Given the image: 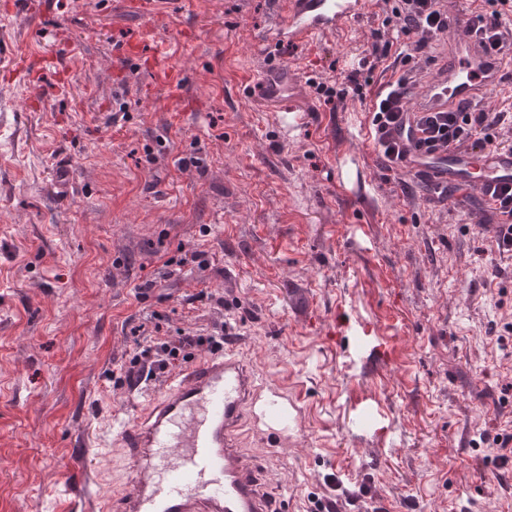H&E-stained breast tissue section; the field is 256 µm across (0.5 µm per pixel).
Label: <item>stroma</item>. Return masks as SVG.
<instances>
[{"instance_id":"obj_1","label":"stroma","mask_w":512,"mask_h":512,"mask_svg":"<svg viewBox=\"0 0 512 512\" xmlns=\"http://www.w3.org/2000/svg\"><path fill=\"white\" fill-rule=\"evenodd\" d=\"M180 74L122 57L143 15L128 0H0V59L56 57L31 86L0 74V512H99L131 470L98 444L133 327L227 325L267 387L296 403L286 439L246 421L245 452L288 512H512V257L464 207L429 200L365 142L359 103L311 87L372 47L387 0L312 45L276 53V0H154ZM296 69L305 131L247 85L269 57ZM210 265L165 273L161 255ZM159 278V295L134 288ZM222 308L188 309L200 288ZM399 338L374 364L361 326ZM368 398L384 428L355 407Z\"/></svg>"}]
</instances>
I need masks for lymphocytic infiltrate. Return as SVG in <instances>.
<instances>
[{
  "instance_id": "lymphocytic-infiltrate-1",
  "label": "lymphocytic infiltrate",
  "mask_w": 512,
  "mask_h": 512,
  "mask_svg": "<svg viewBox=\"0 0 512 512\" xmlns=\"http://www.w3.org/2000/svg\"><path fill=\"white\" fill-rule=\"evenodd\" d=\"M488 13L480 14L478 33L488 50L499 49L508 26L512 25V0H486ZM448 30L444 0H394L391 12L374 31L369 53L359 58L356 68L345 75L343 82L329 85L315 83L314 88L324 103L357 100L368 122L369 134L388 170L406 167V148L398 135L406 122H413L420 133L415 147L432 155L449 148L500 147L497 130L512 132V113L500 112H412L408 100L421 73L406 44L416 50L425 49ZM165 312L152 311L149 326L132 330L133 350L121 364L115 385L140 379L163 381L175 368L190 363L199 349H214L224 341L222 328L207 330L191 328L178 335L167 336L162 324L168 321Z\"/></svg>"
}]
</instances>
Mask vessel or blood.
Instances as JSON below:
<instances>
[{
  "instance_id": "vessel-or-blood-1",
  "label": "vessel or blood",
  "mask_w": 512,
  "mask_h": 512,
  "mask_svg": "<svg viewBox=\"0 0 512 512\" xmlns=\"http://www.w3.org/2000/svg\"><path fill=\"white\" fill-rule=\"evenodd\" d=\"M280 22L275 40L296 46L346 28L367 14L369 0H278ZM448 51L433 74L418 81L411 109L445 111L458 105L484 109L488 95L499 83L503 63L512 62V35L500 54L488 53L473 38L477 20L460 0H450ZM157 23L149 18L142 33L127 36L123 51L143 59L160 83L173 84L177 75L167 63L163 47L148 41ZM255 97L285 105L282 121L289 130L305 129L309 113L293 108L298 94L294 69H267L254 84ZM417 170L432 182L461 187L476 195L481 210L495 204V191L512 183V150L453 148L418 160ZM363 339L378 362L394 360L395 336L365 326ZM261 413L270 432L288 431L290 405L269 391L260 397L255 373L237 344L226 341L171 374L161 392L148 395L134 412H113L112 442L132 464L128 486L107 501L109 512H274L261 491L258 465L242 451L239 430L244 418Z\"/></svg>"
}]
</instances>
